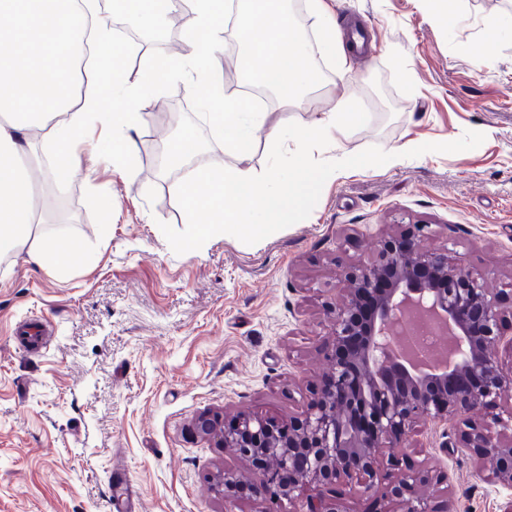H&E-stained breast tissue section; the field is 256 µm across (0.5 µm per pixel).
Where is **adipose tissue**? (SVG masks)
Returning <instances> with one entry per match:
<instances>
[{"label": "adipose tissue", "mask_w": 512, "mask_h": 512, "mask_svg": "<svg viewBox=\"0 0 512 512\" xmlns=\"http://www.w3.org/2000/svg\"><path fill=\"white\" fill-rule=\"evenodd\" d=\"M226 6V0H194L183 51L152 60L136 85L127 84L123 67L116 64L119 50L111 29L99 24L93 45L94 57L102 63L101 89L67 99L60 80L62 63L70 51L67 37L84 32L96 13V0H0V260L24 253L35 265L63 272L84 254L80 240L58 242L43 232L31 168L21 161L34 143L31 135L39 134L37 143L56 157L53 174L61 187L81 166L79 143L93 122H101L112 130L113 171L130 175L134 134L145 124L142 101L173 76L190 77L205 119L228 151L246 156L260 137L276 148L263 178H256L247 168L224 170L199 164L177 182L187 221L193 226V251H201L217 232L260 240L294 215L312 210L334 171L303 163L300 154L310 144L331 141L334 131L355 122L359 114L345 98L335 111L306 125L270 127L265 114L251 110L248 100L225 97L223 82L213 73V52L222 40ZM310 11L315 35L311 41L283 8L264 10L257 0H245L238 10L249 44L240 61L242 69H250L253 58H263L265 66L258 71V79L287 101L315 90L322 82L312 61L311 42H318L338 66L347 62L341 31L325 0H310ZM257 16L265 20L259 39L251 35ZM107 88L119 93L110 109L102 95Z\"/></svg>", "instance_id": "ef3b65f1"}]
</instances>
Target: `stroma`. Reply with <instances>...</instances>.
<instances>
[{"label":"stroma","mask_w":512,"mask_h":512,"mask_svg":"<svg viewBox=\"0 0 512 512\" xmlns=\"http://www.w3.org/2000/svg\"><path fill=\"white\" fill-rule=\"evenodd\" d=\"M342 31H361L366 49L344 68L320 46L325 71L316 91L291 101L265 90L268 125L296 127L353 100L362 122L336 141L306 151L310 164L350 169L330 179L312 211L263 242L226 234L202 254L179 244L187 226L180 199L144 162L148 147L174 134L177 112L202 142L208 163L246 165L264 174L274 151L259 142L239 161L200 121L188 81L167 79L144 99L131 177L81 146L83 165L64 192L39 176L49 199L46 224H66L85 244L83 261L61 273L20 255L0 262V512H113V493L132 482L139 512H266L242 487L226 499L211 489L216 471L242 469L229 448L214 447L192 426L199 415L284 417L301 413L326 369V313L336 302V259L368 255L395 217L429 225L425 244L443 246L489 285L512 286V36L482 49L485 25L512 16V0H460L459 23L437 25L426 0H327ZM140 55L126 67L138 82L148 63L178 52L182 30L164 20L154 31L131 16ZM416 143L391 167L376 156ZM112 203L100 237L93 189ZM51 323L47 346L28 343L17 325ZM443 432L428 447L398 457L448 476L428 492L452 499L454 512H503L505 488L476 474L468 454H449Z\"/></svg>","instance_id":"obj_1"}]
</instances>
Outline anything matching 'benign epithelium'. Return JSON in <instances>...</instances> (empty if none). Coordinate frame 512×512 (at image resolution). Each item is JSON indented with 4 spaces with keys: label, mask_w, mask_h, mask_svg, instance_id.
<instances>
[{
    "label": "benign epithelium",
    "mask_w": 512,
    "mask_h": 512,
    "mask_svg": "<svg viewBox=\"0 0 512 512\" xmlns=\"http://www.w3.org/2000/svg\"><path fill=\"white\" fill-rule=\"evenodd\" d=\"M427 225H404L379 237L368 260L336 262L340 300L329 312L331 366L305 410L278 423L241 413L230 427L217 415L194 421L196 433L231 448L259 476L254 493L287 512L311 491L306 512H346L338 487L379 494L402 512H438L427 487L431 472L409 467L383 481L381 456L407 447L412 434L456 427L451 450L470 452L478 474L512 487V405L485 409L512 392V305L509 293L488 288V277L467 270L448 248L428 249ZM425 317L452 337L445 365L402 356L394 345L407 322ZM243 479L216 474L214 491L234 496Z\"/></svg>",
    "instance_id": "benign-epithelium-1"
}]
</instances>
